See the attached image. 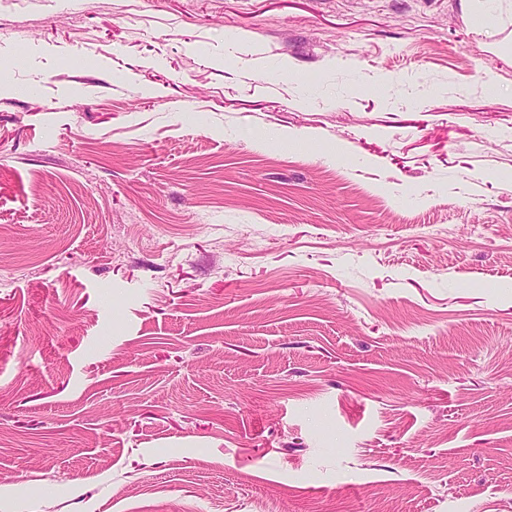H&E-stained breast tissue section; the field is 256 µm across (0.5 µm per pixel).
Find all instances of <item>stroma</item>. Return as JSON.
<instances>
[{
    "mask_svg": "<svg viewBox=\"0 0 512 512\" xmlns=\"http://www.w3.org/2000/svg\"><path fill=\"white\" fill-rule=\"evenodd\" d=\"M511 42L0 0V512H512Z\"/></svg>",
    "mask_w": 512,
    "mask_h": 512,
    "instance_id": "stroma-1",
    "label": "stroma"
}]
</instances>
